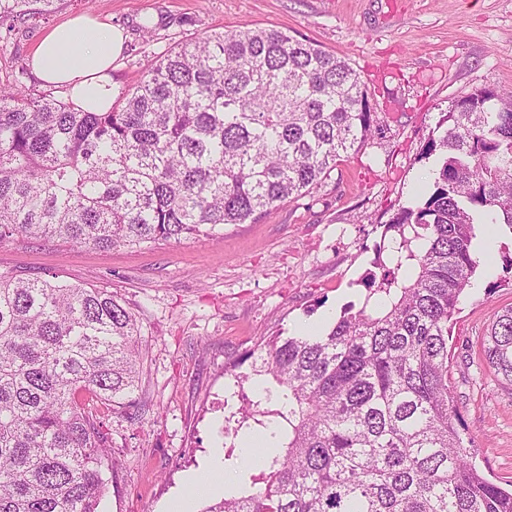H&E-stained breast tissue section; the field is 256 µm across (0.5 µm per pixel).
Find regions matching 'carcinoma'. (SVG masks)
Segmentation results:
<instances>
[{
	"label": "carcinoma",
	"mask_w": 512,
	"mask_h": 512,
	"mask_svg": "<svg viewBox=\"0 0 512 512\" xmlns=\"http://www.w3.org/2000/svg\"><path fill=\"white\" fill-rule=\"evenodd\" d=\"M56 0H0V17ZM425 143L432 190L401 207L391 266L319 336L260 337L243 360L277 385L232 412L280 439L252 491L203 512H512L473 462L448 385V338L479 260L477 226L512 230V98L454 100ZM379 131L343 56L273 28L186 39L107 112L0 87V242L140 248L214 236L303 196ZM137 321L96 288L0 274V512H98L104 419H140ZM512 387V306L482 338Z\"/></svg>",
	"instance_id": "cac0c4a2"
}]
</instances>
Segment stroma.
Segmentation results:
<instances>
[{
    "mask_svg": "<svg viewBox=\"0 0 512 512\" xmlns=\"http://www.w3.org/2000/svg\"><path fill=\"white\" fill-rule=\"evenodd\" d=\"M81 14L123 29L112 67L121 89L192 36L249 25L305 37L349 60L380 126L305 196L216 237L141 249L0 243V274L104 289L137 318L148 407L137 424L121 413L105 420L117 468L99 512H162L179 496L202 512L210 500L251 489L224 407L225 366L260 337L315 321L330 326L345 307L363 306L386 224L419 201L416 188L432 167L420 153L442 112L480 88L512 94V0H58L43 16L0 18V85L46 90L30 69L33 52L54 26ZM509 258L512 231L497 229L448 343V384L476 464L497 483L512 480V388L486 367L481 340L497 311L512 305ZM218 460L237 480L207 498L194 494L190 476Z\"/></svg>",
    "mask_w": 512,
    "mask_h": 512,
    "instance_id": "1",
    "label": "stroma"
}]
</instances>
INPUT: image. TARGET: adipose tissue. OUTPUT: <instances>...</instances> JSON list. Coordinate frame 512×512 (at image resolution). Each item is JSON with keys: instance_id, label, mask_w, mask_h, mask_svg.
Returning a JSON list of instances; mask_svg holds the SVG:
<instances>
[{"instance_id": "1", "label": "adipose tissue", "mask_w": 512, "mask_h": 512, "mask_svg": "<svg viewBox=\"0 0 512 512\" xmlns=\"http://www.w3.org/2000/svg\"><path fill=\"white\" fill-rule=\"evenodd\" d=\"M123 46L122 30L78 16L41 40L31 65L43 82L64 88L78 108L104 112L111 109L117 95L112 64Z\"/></svg>"}]
</instances>
